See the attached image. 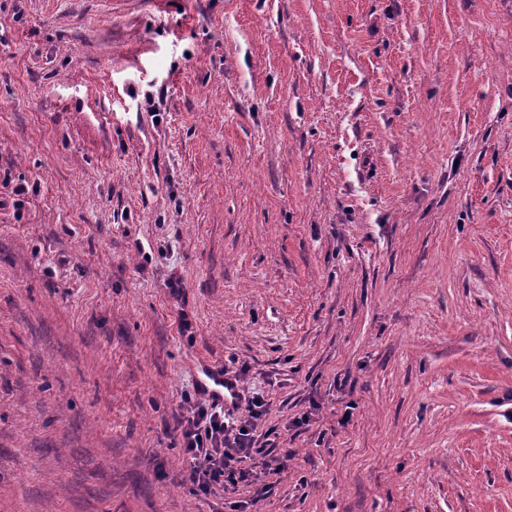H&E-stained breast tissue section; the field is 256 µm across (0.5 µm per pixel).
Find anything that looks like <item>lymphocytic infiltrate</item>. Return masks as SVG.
Segmentation results:
<instances>
[{
  "mask_svg": "<svg viewBox=\"0 0 512 512\" xmlns=\"http://www.w3.org/2000/svg\"><path fill=\"white\" fill-rule=\"evenodd\" d=\"M177 421L179 443L188 460L186 481L195 494L214 486L247 481L265 494L266 477L283 471L288 455L255 459L254 433L265 414L259 397L249 400L244 414L233 415L215 403L184 401Z\"/></svg>",
  "mask_w": 512,
  "mask_h": 512,
  "instance_id": "obj_1",
  "label": "lymphocytic infiltrate"
}]
</instances>
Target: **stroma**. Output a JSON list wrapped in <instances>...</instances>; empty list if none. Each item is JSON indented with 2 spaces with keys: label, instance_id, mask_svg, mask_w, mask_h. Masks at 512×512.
<instances>
[{
  "label": "stroma",
  "instance_id": "1",
  "mask_svg": "<svg viewBox=\"0 0 512 512\" xmlns=\"http://www.w3.org/2000/svg\"><path fill=\"white\" fill-rule=\"evenodd\" d=\"M232 501L512 512V0H0V512ZM197 390L215 403H191V398L182 397L176 430L180 448L189 463L186 482L195 494L207 496L215 485L234 487L247 481L261 485L255 491L256 497H261L268 488L264 478L283 471L291 458L288 451L276 457L269 454L242 467V463L253 461L257 454L254 432L265 415V403L255 396L248 401L245 414L233 417V412H224L218 404L232 405L238 388L233 379L224 376V366L209 358L200 360Z\"/></svg>",
  "mask_w": 512,
  "mask_h": 512
}]
</instances>
